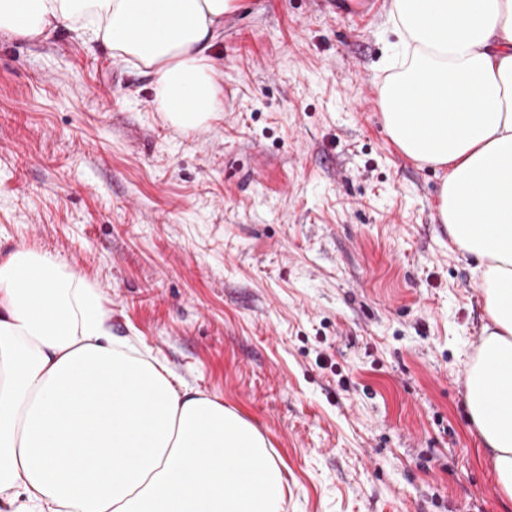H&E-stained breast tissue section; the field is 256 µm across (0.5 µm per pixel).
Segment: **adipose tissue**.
Returning a JSON list of instances; mask_svg holds the SVG:
<instances>
[{
	"label": "adipose tissue",
	"instance_id": "adipose-tissue-1",
	"mask_svg": "<svg viewBox=\"0 0 512 512\" xmlns=\"http://www.w3.org/2000/svg\"><path fill=\"white\" fill-rule=\"evenodd\" d=\"M238 0H0V31L59 29L152 75L165 121L189 132L224 110L213 51ZM401 48L379 90L384 128L445 170L437 212L476 259L488 322L465 378L467 418L512 507V0H392ZM427 100L428 111L416 108ZM266 437L175 385L112 335L111 312L61 261L0 259V512H285Z\"/></svg>",
	"mask_w": 512,
	"mask_h": 512
}]
</instances>
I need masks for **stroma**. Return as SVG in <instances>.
<instances>
[{"label": "stroma", "mask_w": 512, "mask_h": 512, "mask_svg": "<svg viewBox=\"0 0 512 512\" xmlns=\"http://www.w3.org/2000/svg\"><path fill=\"white\" fill-rule=\"evenodd\" d=\"M390 6L241 0L224 110L187 134L105 49L0 33V246L85 276L116 338L255 425L286 512H504L464 400L479 275L444 170L383 127ZM332 7L336 16L367 18L371 13V6L377 0H325Z\"/></svg>", "instance_id": "1"}]
</instances>
